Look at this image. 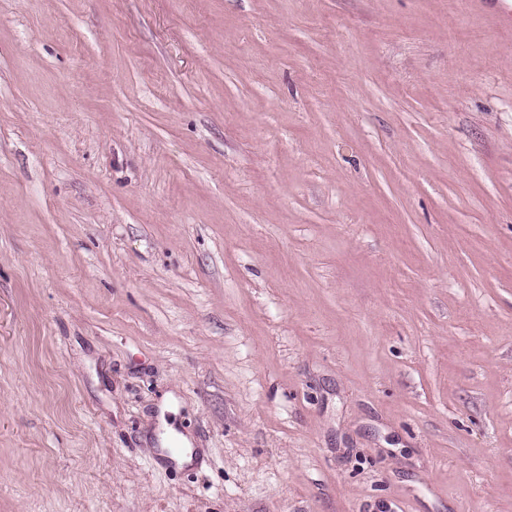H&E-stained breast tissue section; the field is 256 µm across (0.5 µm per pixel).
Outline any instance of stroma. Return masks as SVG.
Wrapping results in <instances>:
<instances>
[{
    "mask_svg": "<svg viewBox=\"0 0 512 512\" xmlns=\"http://www.w3.org/2000/svg\"><path fill=\"white\" fill-rule=\"evenodd\" d=\"M0 512H512L496 0H0Z\"/></svg>",
    "mask_w": 512,
    "mask_h": 512,
    "instance_id": "stroma-1",
    "label": "stroma"
}]
</instances>
